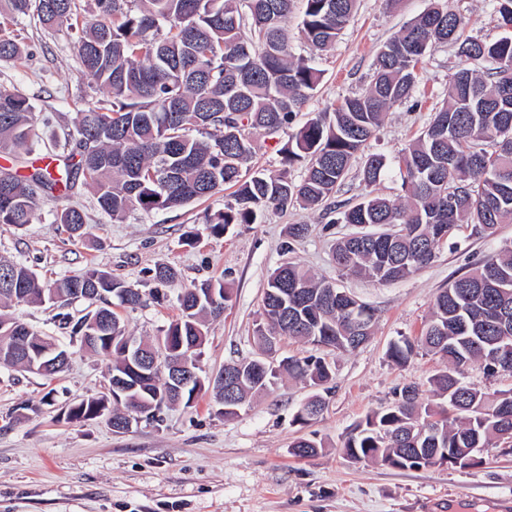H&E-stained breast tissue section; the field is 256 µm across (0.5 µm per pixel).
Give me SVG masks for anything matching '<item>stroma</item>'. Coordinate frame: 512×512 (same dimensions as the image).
Listing matches in <instances>:
<instances>
[{
    "label": "stroma",
    "mask_w": 512,
    "mask_h": 512,
    "mask_svg": "<svg viewBox=\"0 0 512 512\" xmlns=\"http://www.w3.org/2000/svg\"><path fill=\"white\" fill-rule=\"evenodd\" d=\"M431 6L432 0H358L350 24L318 58L322 82L296 113L292 128L364 88L379 48ZM448 6L469 18L470 35L502 36L493 0H448ZM4 30L28 53L0 59V89L26 94L40 129L33 152L12 166L26 174L45 156L65 165L77 112L107 94L82 78L71 31L44 28L33 16L7 23ZM461 64L455 45L436 47L424 61L414 93L419 108L402 104L390 110L366 153L392 157L416 138ZM366 192L354 168L331 198L330 210H271L263 223L233 224L215 235L206 218L223 210L228 191L175 209H137L115 222L98 208L93 189L80 177L66 194L44 197L34 221L23 229L0 224V256L30 265L45 282L95 267L138 290L140 306L117 311L121 325L137 337L159 336L178 316L180 289L223 280L231 301L208 325L200 359L206 379L228 362L259 357L262 348L253 330L268 277L284 259L335 281L375 313L372 336L351 352H321L299 338L278 341L279 360L323 354L333 368L325 390L286 377L232 417L221 414L208 390L191 406L165 409L160 420L117 433L106 419L71 421L64 414L68 405L106 393L109 385L111 358L86 351L59 326L61 314L74 320L84 315L87 302L62 311L16 306L21 321L59 339L69 362L51 379L0 367V512H512V439L481 449L482 464L465 469H398L355 462L343 452L351 430L371 411L394 403L403 387L414 386L421 401H431L429 381L444 369V361L419 350L398 366L387 357L390 343L418 341L437 293L473 263L512 245V223L498 225L490 236L465 229L406 279L380 282L342 273L332 246L350 227L334 223L332 212L357 203ZM65 207L84 211L91 239L69 238L56 224L57 210ZM290 224H307L311 231L291 241L285 234ZM191 235L197 236L196 244H188ZM158 264L174 267L177 283L156 284L152 270ZM316 393L325 401L323 413L310 424L297 423L299 407ZM309 434L323 442L318 455L292 456L291 445Z\"/></svg>",
    "instance_id": "35a3bbf8"
}]
</instances>
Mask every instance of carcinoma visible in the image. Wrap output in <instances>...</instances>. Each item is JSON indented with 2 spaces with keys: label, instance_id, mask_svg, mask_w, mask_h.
<instances>
[{
  "label": "carcinoma",
  "instance_id": "cac0c4a2",
  "mask_svg": "<svg viewBox=\"0 0 512 512\" xmlns=\"http://www.w3.org/2000/svg\"><path fill=\"white\" fill-rule=\"evenodd\" d=\"M95 20H80L75 0H0V17L34 15L47 28L81 27L78 55L81 75L108 94L98 107L77 113L78 137L72 154L76 168L36 167L28 175L0 167V224L21 229L31 223L40 193L68 192L77 174L93 188L99 208L114 222L138 207L149 212L173 209L229 187L234 201L208 216L214 234L231 224H259L268 209L323 205L346 179L357 154L374 135L384 115L413 97L423 63L438 45L453 43L463 64L448 79V98L425 130L397 155H370L362 180L373 186L389 170L407 189L399 201L366 194L337 212L336 224L355 231L339 238L333 260L341 270L378 281L404 279L427 266L441 244L463 227L491 235L512 221V0H496L499 27L507 35L495 41L463 37L466 18L437 5L403 26L377 53L367 88L344 98L330 115L311 119L280 149L282 168L262 172L251 167L254 134H272L291 123L322 80L315 56L292 54L285 23L295 0H93ZM356 0H303L300 32L317 52L329 49L349 24ZM17 40L0 35V59L22 54ZM34 106L19 91L0 90V157L9 160L31 151ZM491 144L492 150L485 148ZM306 162L301 181L288 176L295 163ZM55 222L73 239L89 238V224L75 208H64ZM378 227L362 232L360 226ZM335 288L334 297L329 289ZM298 289L297 296L291 290ZM110 297L135 307L139 292L109 273L89 268L53 283L40 280L27 265L0 259V302L46 304L53 297ZM181 316L163 330L165 346H183L198 358L206 343L205 324L224 314L229 292L221 280L185 288L178 296ZM358 298L300 264L286 261L269 276L261 322L254 335L272 349L266 326L277 335L305 339L332 351L356 349L350 337L357 322L372 333V308L355 310ZM512 325V246L477 263L435 298L420 339L426 350L448 360L430 380L448 407L422 404L415 388L401 400L373 412L344 442L347 457L384 462L410 458V467L473 455L495 438H512V391L483 393L464 385L461 375L474 363L494 374L512 372V337L501 338L498 322ZM86 349L115 354L110 374L136 385L141 415L160 411L157 393L164 376L143 377L123 356L130 337L115 313L96 307L71 328ZM27 336L29 342H11ZM51 348L48 337L0 312V367H25ZM414 353L407 339L393 342L388 357L405 364ZM236 401L224 404L230 417L251 396L263 391L251 383L242 360ZM322 386L332 367L322 357L283 359L269 365L267 388L282 374ZM105 395L70 405V420L98 418ZM324 403L315 394L296 420L307 424ZM430 420L433 433L409 434L407 426ZM323 448L315 437L295 442L292 453L313 457Z\"/></svg>",
  "mask_w": 512,
  "mask_h": 512
}]
</instances>
